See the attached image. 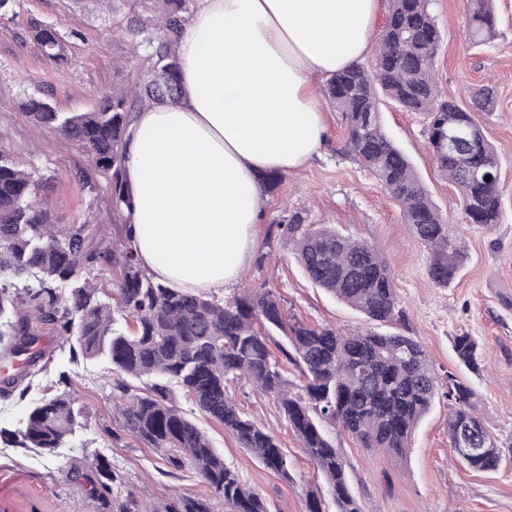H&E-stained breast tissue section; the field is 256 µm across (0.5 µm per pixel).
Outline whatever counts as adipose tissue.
<instances>
[{
  "label": "adipose tissue",
  "instance_id": "obj_1",
  "mask_svg": "<svg viewBox=\"0 0 512 512\" xmlns=\"http://www.w3.org/2000/svg\"><path fill=\"white\" fill-rule=\"evenodd\" d=\"M379 0H204L179 46L182 99L136 113L127 217L143 269L220 292L255 249L266 170L302 166L325 119L315 77L368 52Z\"/></svg>",
  "mask_w": 512,
  "mask_h": 512
}]
</instances>
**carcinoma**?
<instances>
[{
  "mask_svg": "<svg viewBox=\"0 0 512 512\" xmlns=\"http://www.w3.org/2000/svg\"><path fill=\"white\" fill-rule=\"evenodd\" d=\"M141 0L142 15L132 34L153 45L129 87L112 91L87 112H45L39 100L22 104L36 124L86 149L94 165L111 176L113 216L127 224L133 198L125 173L133 113L178 98V89L161 92L152 80L159 59L178 58L186 27L188 0ZM430 0H389L375 63L355 64L334 74L327 97L342 115L344 153L371 171L396 200L408 224L430 253L428 274L439 287L454 279L464 252L454 225L432 201L408 158L383 131L379 96L427 119L428 143L441 176L458 196L468 221L491 228L499 223L502 197L499 160L474 112L444 98L436 81L440 31ZM468 35L475 45L495 35L494 0H469ZM33 37L49 59L68 60L64 43L51 27L32 24ZM464 123L476 134L468 152L448 156V125ZM481 165L490 179L468 174ZM37 181L18 161L0 154V351L26 357L28 370L3 380L0 395L26 397L24 380L42 359L34 350V324H47L68 347L70 360H101L112 370L115 412L133 437L167 463L188 464L211 491L184 493L158 506L112 507L115 475L99 455L86 460L85 480L102 512H268L260 494L246 488L210 438L180 408L179 389L196 408L231 432L240 447L266 468L286 477L288 458L276 437L246 418L227 393V383L245 379L276 398L301 448L323 474L336 512H363L346 473V462L324 432L331 423L364 448L401 453L409 447L420 419L436 399L448 400V442L458 450L459 433H471L480 452L464 462L473 470L499 467L496 440L477 413L474 390L450 374L439 380L422 343L402 332L374 330L345 334L336 328L288 323L271 291L252 288L229 300L207 293L182 292L154 280L140 266L130 229L112 249L100 246L103 228L86 221L59 226L50 210L32 201ZM292 240L309 279L378 324L405 323L386 262L366 242L328 227L305 228L293 218L278 225ZM104 265L120 274L109 297L95 271ZM458 358L478 368V345L456 338ZM294 364L306 379L291 392L282 363ZM144 388L134 392L133 383ZM87 426L74 394L46 393L32 403L23 427L0 429V439L47 454Z\"/></svg>",
  "mask_w": 512,
  "mask_h": 512,
  "instance_id": "carcinoma-1",
  "label": "carcinoma"
}]
</instances>
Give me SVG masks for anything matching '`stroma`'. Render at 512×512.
<instances>
[{"mask_svg": "<svg viewBox=\"0 0 512 512\" xmlns=\"http://www.w3.org/2000/svg\"><path fill=\"white\" fill-rule=\"evenodd\" d=\"M430 10L441 33L436 77L442 95L467 107L478 89L489 85L495 90L493 111L477 118L500 161L499 224L486 229L468 223L437 170L425 117L381 100L386 134L409 157L466 246V261L456 278L448 287L436 286L428 275V251L404 224L398 203L370 171L342 153L341 116L326 101V130L317 155L302 167L281 172L275 189L264 192L255 250L223 297L263 287L280 297L289 319L329 324L347 333L367 331L373 322L310 281L293 242L277 226L297 216L305 226L325 225L374 247L391 269L409 332L422 343L438 375L453 374L476 392L478 412L496 440L501 463L494 471H476L461 461L449 446L450 410L440 398L415 427L402 457L360 447L327 426L347 462L354 494L364 512H512V0H496V34L480 47L468 40L467 0H431ZM140 12L139 0H13L9 13L0 16V152L33 174L40 184L36 198L47 202L53 222L102 224L112 240L118 231L109 177L95 168L85 149L29 121L21 105L36 97L58 111L78 112L125 86L148 47L133 46L120 30ZM35 22L59 33L70 59L67 66L43 55L29 32ZM37 334L38 346L51 362L33 377L28 399L0 396V428L19 430L30 401L59 391L63 373L88 426L51 456L0 443V512H99L84 480L66 477L67 469L95 453L112 462L115 502L156 504L176 489L208 494L191 467L167 464L123 430L113 413L109 365L100 360L70 364L51 326H38ZM460 335L471 336L481 347L479 372L459 363L453 343ZM227 391L245 417L276 436L288 456L289 478L266 469L184 394L176 399L242 484L262 495L269 512H306L307 493L317 489L325 512H335L321 474L302 451L277 401L243 380L228 383Z\"/></svg>", "mask_w": 512, "mask_h": 512, "instance_id": "obj_1", "label": "stroma"}]
</instances>
